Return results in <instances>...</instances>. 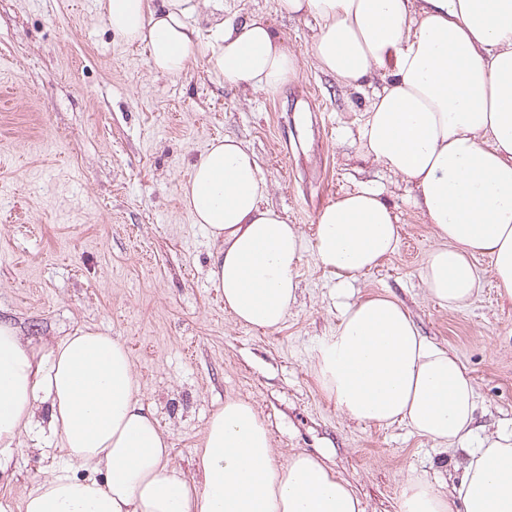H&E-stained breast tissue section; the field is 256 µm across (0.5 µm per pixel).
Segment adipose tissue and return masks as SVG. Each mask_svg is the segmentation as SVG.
<instances>
[{"mask_svg": "<svg viewBox=\"0 0 512 512\" xmlns=\"http://www.w3.org/2000/svg\"><path fill=\"white\" fill-rule=\"evenodd\" d=\"M112 35L142 44L158 72L203 61L221 81L278 92L296 54L260 18L224 16V0H103ZM313 19L312 55L339 84L379 75L358 140L365 156L412 183L438 241L420 278L439 305L460 307L488 256L512 298V0H275ZM210 15V32L197 19ZM193 223L218 242L211 274L237 322L279 329L297 299L303 235L267 202L268 185L237 138L211 141L181 187ZM399 218L379 188L347 192L319 212L314 258L336 278L339 323L316 355L321 389L362 423H407L451 444L475 429L476 392L461 362L423 336L387 294L348 300L353 281L393 254ZM47 411L46 424L37 415ZM58 454L54 475L21 512H363L350 484L317 457L279 461L253 405L225 400L194 454L201 480L170 464L172 445L139 393L119 339L76 329L37 347L0 320V456ZM442 476L401 487L399 512H512V434L470 449L444 494Z\"/></svg>", "mask_w": 512, "mask_h": 512, "instance_id": "ef3b65f1", "label": "adipose tissue"}]
</instances>
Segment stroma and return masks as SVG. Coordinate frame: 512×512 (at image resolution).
Masks as SVG:
<instances>
[{"mask_svg": "<svg viewBox=\"0 0 512 512\" xmlns=\"http://www.w3.org/2000/svg\"><path fill=\"white\" fill-rule=\"evenodd\" d=\"M225 17H259L300 70L270 94L209 75L202 63L155 72L142 47L114 38L98 0H0V319L42 344L78 328L121 339L143 399L173 445L171 464L199 472L193 450L225 399L249 401L280 460L321 458L350 483L364 512H399L412 476L434 477L466 450L436 449L405 423L357 422L321 391L317 348L339 321L336 281L305 251L287 321L266 332L238 323L212 277L214 242L180 195L192 161L228 135L255 155L269 205L312 238L342 193L378 186L400 224L396 252L358 275L355 296L392 293L429 341L455 355L477 394L467 448L512 430V301L491 261L463 307L432 300L418 273L437 245L413 184L367 158L357 129L372 83L356 91L311 56L313 22L275 13L273 0H224ZM54 473L30 448L0 456V503Z\"/></svg>", "mask_w": 512, "mask_h": 512, "instance_id": "1", "label": "stroma"}]
</instances>
